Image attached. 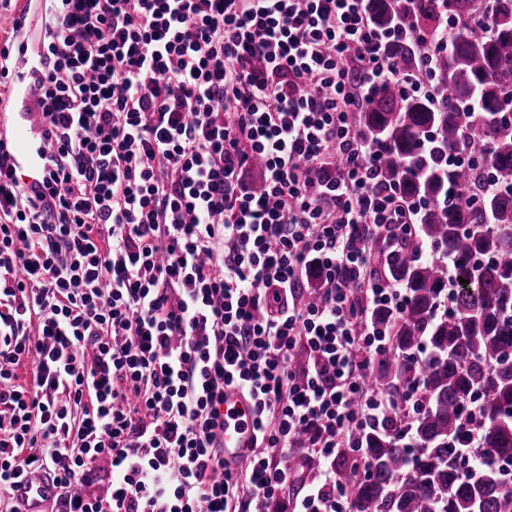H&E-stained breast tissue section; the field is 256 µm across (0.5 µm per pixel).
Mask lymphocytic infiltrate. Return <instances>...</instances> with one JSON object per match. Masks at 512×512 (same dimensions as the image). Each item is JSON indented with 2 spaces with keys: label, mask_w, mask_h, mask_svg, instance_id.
I'll return each mask as SVG.
<instances>
[{
  "label": "lymphocytic infiltrate",
  "mask_w": 512,
  "mask_h": 512,
  "mask_svg": "<svg viewBox=\"0 0 512 512\" xmlns=\"http://www.w3.org/2000/svg\"><path fill=\"white\" fill-rule=\"evenodd\" d=\"M367 2L47 0L43 36L0 48L39 148L27 179L0 135L1 490L40 469L59 512H350L336 451L366 474L397 405L368 313L408 303L357 231L411 245L417 212L348 115L384 82L429 94L448 48L396 72ZM229 386L254 414L245 476ZM288 450L324 464L294 499ZM224 457L231 459L247 448L252 435V411L250 403L233 389L224 390Z\"/></svg>",
  "instance_id": "lymphocytic-infiltrate-1"
}]
</instances>
